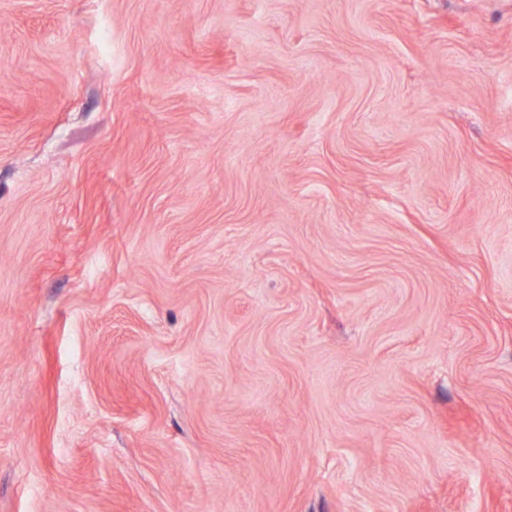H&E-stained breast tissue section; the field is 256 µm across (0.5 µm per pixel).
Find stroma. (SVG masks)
Listing matches in <instances>:
<instances>
[{"label":"stroma","instance_id":"obj_1","mask_svg":"<svg viewBox=\"0 0 512 512\" xmlns=\"http://www.w3.org/2000/svg\"><path fill=\"white\" fill-rule=\"evenodd\" d=\"M0 512H512V0H0Z\"/></svg>","mask_w":512,"mask_h":512}]
</instances>
